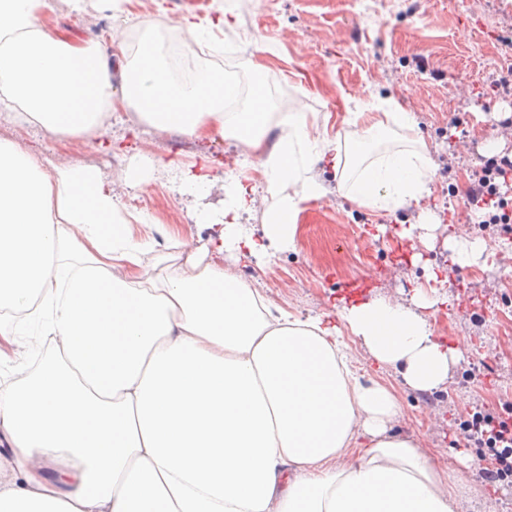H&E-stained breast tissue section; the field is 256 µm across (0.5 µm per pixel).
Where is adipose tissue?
<instances>
[{
	"label": "adipose tissue",
	"mask_w": 512,
	"mask_h": 512,
	"mask_svg": "<svg viewBox=\"0 0 512 512\" xmlns=\"http://www.w3.org/2000/svg\"><path fill=\"white\" fill-rule=\"evenodd\" d=\"M52 2L0 0L1 113L72 146L119 110L158 130L233 136L258 157L268 206L262 237L241 234L255 188L227 174L223 209L194 215L223 227L213 260L170 240L185 260L155 280L141 216L99 168L48 165L0 138V361L22 339L53 352L0 384V512H458L470 456L455 452L447 471L397 433L394 390L365 379L346 343L400 368L409 388L440 390L467 345L437 336L433 301L272 316L221 261L292 245L302 205L326 195L321 162L373 211L429 197L425 142L383 147L413 129L412 113H361L343 143L209 64L174 76L151 34L113 66L99 46L38 28Z\"/></svg>",
	"instance_id": "1"
}]
</instances>
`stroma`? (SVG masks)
<instances>
[{"mask_svg":"<svg viewBox=\"0 0 512 512\" xmlns=\"http://www.w3.org/2000/svg\"><path fill=\"white\" fill-rule=\"evenodd\" d=\"M238 23L200 43L185 37L183 54L164 48L172 74H180L201 55L251 87L250 59H262L261 80L285 112L307 113L329 135L348 136V101L361 104L392 99L415 116L412 138L424 140L435 169L433 193L419 206L371 212L344 197L334 171L316 166L325 198L312 202V222L299 223L292 248H271L266 255L224 266L247 274L271 310L305 318L333 314L345 302L343 282L370 277V297L409 302L415 289L440 293L449 304L432 320L447 342L468 343L464 359L445 388L422 393L408 388L398 369L369 364L364 350L349 352L366 376L391 383L404 416L396 429L415 438L436 464L451 463V439L460 421L479 407L512 405V235L496 225L480 224L465 205V194L481 157L487 156L488 132L512 116V92L489 90L486 81L512 65V0H237ZM110 148L80 149L34 128L0 118V138L55 162L97 165L112 179L121 200L151 202L138 235L150 238L146 268L175 263L168 238L208 244L219 225L194 223L190 214L221 209L224 177L234 171L253 174L257 158L243 152L231 136L192 140L182 147L168 132L136 123L132 113L111 118ZM138 141L149 151L155 172L150 185L137 187L138 159L124 151ZM214 164L211 187L201 197L174 192L168 162L199 170L203 157ZM432 214L437 228L432 248L413 261L403 226ZM385 225L377 235V225ZM468 226L470 238L486 240L496 251L490 266L449 268V233ZM460 512H512V484L487 485L469 476Z\"/></svg>","mask_w":512,"mask_h":512,"instance_id":"1","label":"stroma"}]
</instances>
